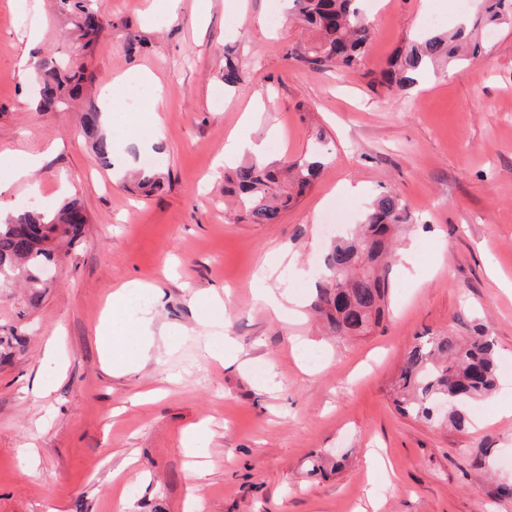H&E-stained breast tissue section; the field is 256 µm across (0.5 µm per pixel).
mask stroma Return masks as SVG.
Returning a JSON list of instances; mask_svg holds the SVG:
<instances>
[{
  "mask_svg": "<svg viewBox=\"0 0 512 512\" xmlns=\"http://www.w3.org/2000/svg\"><path fill=\"white\" fill-rule=\"evenodd\" d=\"M454 2L376 0L360 65L339 72L309 62L315 33L269 24L270 0H180L155 16L151 0H98L104 31L87 50L58 0H0V152L46 156L4 196L47 208L77 197L88 218L37 307L0 288V512H512L497 495L512 482V25L473 64L409 89L382 83L433 14L451 28L481 5ZM228 47L243 69L231 89ZM44 57L93 72L70 107L36 111L19 62ZM136 72L156 79L144 109L109 96ZM92 105L112 137L108 166L82 131ZM248 111L268 159L331 154L276 224L224 206V146ZM145 156L165 173L151 193L125 178ZM386 189L416 217L390 269L392 315L339 340L310 312L340 235L329 223L339 208L360 223ZM131 281L161 296L154 348L116 376L101 329L135 325V311L108 305ZM260 288L287 296V314L258 302ZM213 291L223 307H202ZM465 309L490 326L505 369L458 432L400 413L391 387L420 336L462 334ZM228 338L240 366L203 349ZM318 455L323 476L310 472Z\"/></svg>",
  "mask_w": 512,
  "mask_h": 512,
  "instance_id": "stroma-1",
  "label": "stroma"
}]
</instances>
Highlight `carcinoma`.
I'll list each match as a JSON object with an SVG mask.
<instances>
[{"instance_id": "cac0c4a2", "label": "carcinoma", "mask_w": 512, "mask_h": 512, "mask_svg": "<svg viewBox=\"0 0 512 512\" xmlns=\"http://www.w3.org/2000/svg\"><path fill=\"white\" fill-rule=\"evenodd\" d=\"M94 0H60L61 7L74 14L80 37L92 43L102 32L96 24ZM359 0H291V11L300 25L319 35L311 47L316 64L329 63L344 72L362 60V49L371 37L368 15ZM474 24H460L452 30L426 29L417 40L400 50L383 71L390 87H408L425 70H440L451 63L463 64L480 58L483 44L478 28L494 29L512 23V0H481ZM39 92L36 109L49 112L67 105L81 82L94 76L84 71L67 72V66L46 58L35 64ZM224 86L242 80V69L234 50L224 53ZM84 132L99 162L112 165V139L100 130V113L91 109L84 115ZM326 154L314 150L298 159L253 158L224 176V195L232 196L252 224H276L280 215L320 177ZM162 173L144 168L139 186L148 191L161 188ZM86 216L78 199L56 210L20 207L6 218L0 216V286L21 281L34 289L28 303L41 299L42 271L55 263V243L69 245L80 236L76 218ZM412 223L406 201L398 194H378L362 224L350 238L329 248L324 257L325 284L317 288L312 309L329 333L361 336L372 332L389 311L391 283L387 270L397 256L394 239L399 229ZM466 336L432 334L424 336L407 353L394 385L398 409L425 423L448 422L457 430L471 423L470 407L489 397L496 389L499 365L494 337L485 324L468 325Z\"/></svg>"}]
</instances>
